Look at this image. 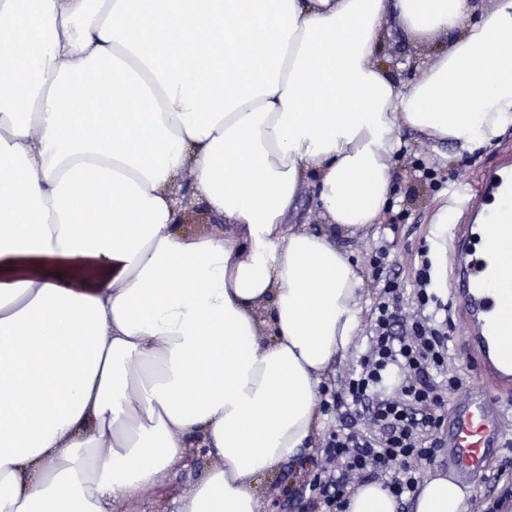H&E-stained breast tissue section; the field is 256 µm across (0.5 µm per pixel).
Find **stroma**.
I'll list each match as a JSON object with an SVG mask.
<instances>
[{"label": "stroma", "mask_w": 512, "mask_h": 512, "mask_svg": "<svg viewBox=\"0 0 512 512\" xmlns=\"http://www.w3.org/2000/svg\"><path fill=\"white\" fill-rule=\"evenodd\" d=\"M402 137L410 148L404 159L393 164L394 206L379 215L369 232L343 241L363 278L360 317L365 323L370 320L377 297L369 266L372 252L388 248L408 298L413 295L412 281L421 249H428L435 271L447 275L448 248L438 242L440 210L450 208L453 222L465 223L468 216L458 205L462 190L476 183L484 171L495 167L504 151L512 150V129L496 142L475 144L464 150L446 142L418 143L416 134L408 130L403 131ZM425 167L433 170V178H423L421 170ZM440 294L450 306L448 370L461 378V389L466 392L481 385L482 378L476 373L470 356L459 348L466 331L463 315L454 305L449 288H441ZM312 454V449H302L296 461L284 464L275 474L260 481L259 512H303L297 491L313 476L308 463ZM509 460H512V425L506 431L503 448L489 462V479L477 478L468 484L475 512H487L493 501L503 494L504 483L493 481L492 476ZM209 464L205 449L187 448L184 467L173 473L165 486L125 501L120 512H173L174 499L186 495L204 476Z\"/></svg>", "instance_id": "35a3bbf8"}]
</instances>
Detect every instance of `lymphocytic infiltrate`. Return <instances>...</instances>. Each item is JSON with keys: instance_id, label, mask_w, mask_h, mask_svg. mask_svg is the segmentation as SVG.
<instances>
[{"instance_id": "lymphocytic-infiltrate-1", "label": "lymphocytic infiltrate", "mask_w": 512, "mask_h": 512, "mask_svg": "<svg viewBox=\"0 0 512 512\" xmlns=\"http://www.w3.org/2000/svg\"><path fill=\"white\" fill-rule=\"evenodd\" d=\"M389 253L371 258L385 280L367 330L366 350L341 386L321 400L348 429L331 431L311 464L312 512H340L355 486L382 481L396 497L415 495L418 474L441 444L442 410L460 380L448 371V336L437 313L443 304L432 292L431 262L415 272V307L406 311Z\"/></svg>"}]
</instances>
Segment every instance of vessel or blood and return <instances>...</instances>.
<instances>
[{
    "instance_id": "vessel-or-blood-1",
    "label": "vessel or blood",
    "mask_w": 512,
    "mask_h": 512,
    "mask_svg": "<svg viewBox=\"0 0 512 512\" xmlns=\"http://www.w3.org/2000/svg\"><path fill=\"white\" fill-rule=\"evenodd\" d=\"M472 194L483 210L486 224L497 221L498 210L512 211V163L483 174ZM472 225L460 226L454 234V263L449 281L466 321L465 343L484 384L452 405L443 433L447 447L442 463L457 479L468 481L484 473L492 455L503 445L505 417L501 412L503 393L512 391V353L503 342V302L500 289L512 288V271L506 266L490 268L476 254Z\"/></svg>"
}]
</instances>
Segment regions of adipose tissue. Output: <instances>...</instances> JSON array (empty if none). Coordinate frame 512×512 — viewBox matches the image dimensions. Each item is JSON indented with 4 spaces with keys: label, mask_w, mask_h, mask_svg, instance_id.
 <instances>
[{
    "label": "adipose tissue",
    "mask_w": 512,
    "mask_h": 512,
    "mask_svg": "<svg viewBox=\"0 0 512 512\" xmlns=\"http://www.w3.org/2000/svg\"><path fill=\"white\" fill-rule=\"evenodd\" d=\"M401 29L450 41L419 79ZM512 0H0V512H113L188 444L175 512H257L320 428L369 230L409 129L466 148L512 129ZM224 225L182 231L168 188ZM313 185L328 229L292 227ZM269 311H262V302ZM362 483L343 512H397ZM448 474L414 512H471ZM439 44L447 45V36H435L420 43H414L404 33L395 31L380 51L378 61L392 68L396 82L410 84L418 78L419 70L409 73L405 67H399L401 64L392 67L389 66L388 61L395 58L406 60L408 56L427 59L432 56Z\"/></svg>",
    "instance_id": "obj_1"
}]
</instances>
